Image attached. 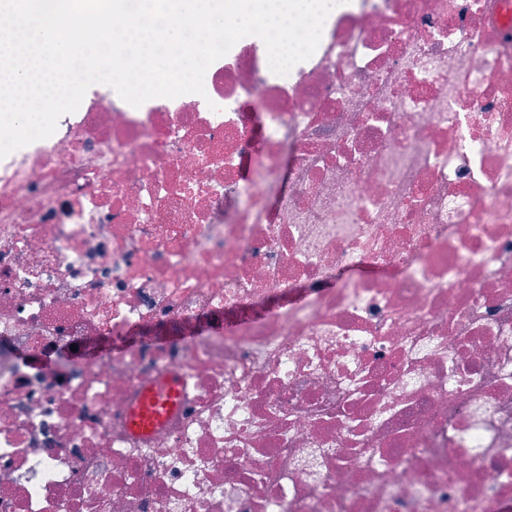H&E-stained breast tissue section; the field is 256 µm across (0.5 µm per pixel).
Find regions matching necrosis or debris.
I'll use <instances>...</instances> for the list:
<instances>
[{
    "label": "necrosis or debris",
    "mask_w": 512,
    "mask_h": 512,
    "mask_svg": "<svg viewBox=\"0 0 512 512\" xmlns=\"http://www.w3.org/2000/svg\"><path fill=\"white\" fill-rule=\"evenodd\" d=\"M204 88L0 159V512H512L507 0H347ZM180 382L176 374L162 380L157 387H150L139 405L130 415V425L136 432H147L165 419L179 399Z\"/></svg>",
    "instance_id": "necrosis-or-debris-1"
}]
</instances>
